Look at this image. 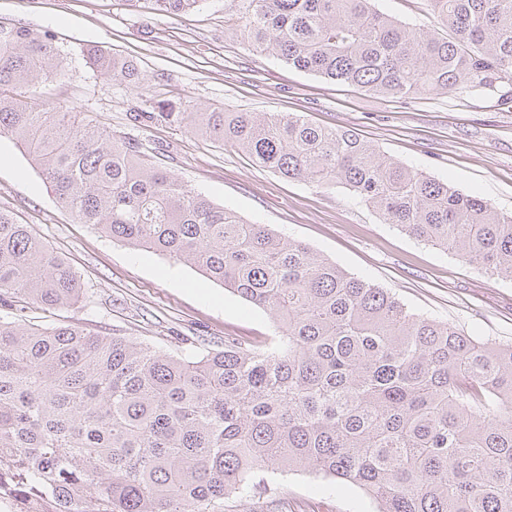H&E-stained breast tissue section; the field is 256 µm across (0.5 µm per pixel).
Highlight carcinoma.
Returning <instances> with one entry per match:
<instances>
[{
    "label": "carcinoma",
    "instance_id": "cac0c4a2",
    "mask_svg": "<svg viewBox=\"0 0 512 512\" xmlns=\"http://www.w3.org/2000/svg\"><path fill=\"white\" fill-rule=\"evenodd\" d=\"M177 14L198 0H124ZM447 35L374 0H225L228 29L261 56L384 97L480 90L512 108V0H427ZM133 83L136 65L82 50ZM68 70L49 30L0 22V134L57 203L99 233L184 261L265 310L272 341L174 355L76 323L41 325L84 288L27 224L0 211V496L48 512H224L306 472L359 488L377 512H512V344L410 311L265 224L250 223L120 139L37 94ZM286 180L342 184L384 223L512 280V216L414 171L371 142L285 113L170 112Z\"/></svg>",
    "mask_w": 512,
    "mask_h": 512
}]
</instances>
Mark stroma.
Returning <instances> with one entry per match:
<instances>
[{
  "instance_id": "1",
  "label": "stroma",
  "mask_w": 512,
  "mask_h": 512,
  "mask_svg": "<svg viewBox=\"0 0 512 512\" xmlns=\"http://www.w3.org/2000/svg\"><path fill=\"white\" fill-rule=\"evenodd\" d=\"M381 13L423 31L439 21L426 0H375ZM224 0H198L186 14L150 15L122 0H0V21L51 31L67 56L68 78L40 88L52 103L83 112L123 137L145 94L200 111L288 112L370 140L415 171L484 198L512 214V108L486 92H427L388 99L257 55L224 31ZM97 45L134 59L139 84L86 67L81 51ZM162 145L156 163L214 204L308 245L351 274L387 289L413 312L465 334L512 344V281L494 279L435 246L384 223L347 189L287 181L236 149L176 123L139 131ZM0 209L31 225L80 276V308L59 312L113 336H138L170 353L192 342L217 349L225 337L272 338L262 309L205 278L194 266L134 248L76 223L50 184L10 135H0ZM276 494L268 512H376L354 488L308 473L268 475Z\"/></svg>"
}]
</instances>
